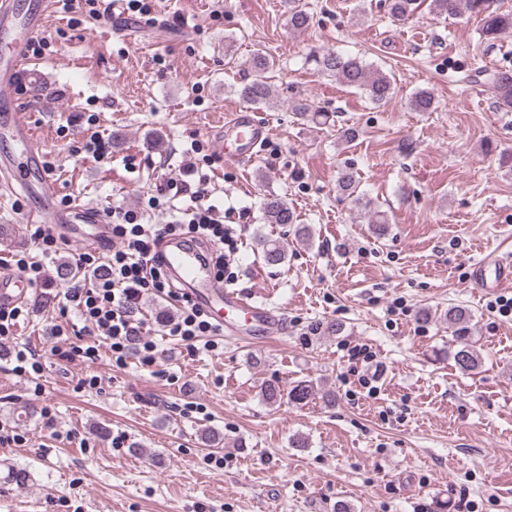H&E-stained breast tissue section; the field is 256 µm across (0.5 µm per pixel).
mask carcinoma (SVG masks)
Returning a JSON list of instances; mask_svg holds the SVG:
<instances>
[{
	"label": "carcinoma",
	"instance_id": "1",
	"mask_svg": "<svg viewBox=\"0 0 512 512\" xmlns=\"http://www.w3.org/2000/svg\"><path fill=\"white\" fill-rule=\"evenodd\" d=\"M429 2L434 15L457 18L466 13L482 18V34L488 41H495L501 35L512 32V10L504 9L500 0H389V13L395 18L413 16L423 2ZM310 14L307 10L291 5L288 8V27L303 30L308 27ZM316 68L324 74L336 78L342 85L361 91L371 102L379 104L387 101L395 92V78L379 68L366 64L357 56H343L334 51L314 52L309 56ZM276 68V60L268 54L256 50L249 60L250 80L233 88V92L245 103L257 109L269 108L274 101L271 73ZM478 76L492 85L496 93V106L502 112H512V71L484 70ZM409 106L416 112H431L435 109V99L426 89L415 91L409 100ZM339 191L352 198L364 208L371 206L359 192V181L349 168L339 171L337 177ZM263 220L267 224H293L295 234L306 240L312 237L311 228L297 223V215L283 198L269 194L261 203ZM257 246L264 263L279 266L287 262L288 250L280 241L268 237H258ZM473 314L462 305H449L441 315L448 322L455 342L452 358L463 373H474L482 364V358L471 341L470 323ZM315 395L313 382L300 380L283 387L277 383H268L262 388L264 400L270 404L286 401L294 405H303Z\"/></svg>",
	"mask_w": 512,
	"mask_h": 512
}]
</instances>
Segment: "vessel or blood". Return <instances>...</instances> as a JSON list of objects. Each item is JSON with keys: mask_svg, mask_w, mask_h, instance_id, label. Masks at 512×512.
<instances>
[{"mask_svg": "<svg viewBox=\"0 0 512 512\" xmlns=\"http://www.w3.org/2000/svg\"><path fill=\"white\" fill-rule=\"evenodd\" d=\"M49 3L37 0L25 15H18L14 0H0V140L15 143L14 151L0 156V183L34 199L26 221L50 216L58 234L70 241L98 247L108 243L111 227L104 211L88 205L59 208L56 180L44 164L42 148L29 115L13 97L16 83H39L41 74L28 65L27 46L43 28ZM268 125L242 109L208 131L210 150L221 160L238 161L257 155L269 137ZM209 247L181 234L163 237L155 248L163 270L183 293L211 317L227 337L252 343L256 338L281 335L277 311L247 293L226 289L207 257ZM29 286L24 277L0 267V306L24 302Z\"/></svg>", "mask_w": 512, "mask_h": 512, "instance_id": "b4317fda", "label": "vessel or blood"}]
</instances>
